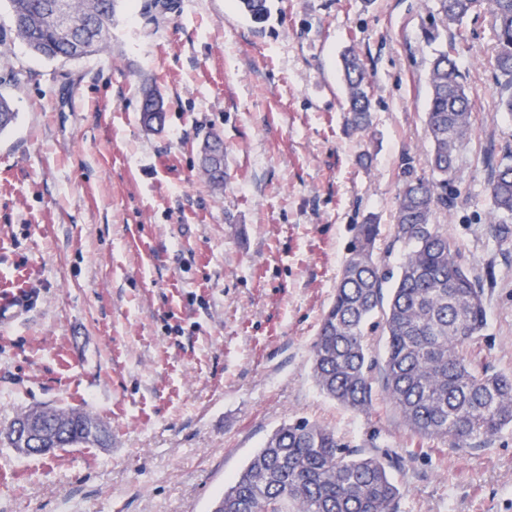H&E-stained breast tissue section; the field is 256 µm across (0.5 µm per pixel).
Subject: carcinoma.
<instances>
[{
  "instance_id": "carcinoma-1",
  "label": "carcinoma",
  "mask_w": 512,
  "mask_h": 512,
  "mask_svg": "<svg viewBox=\"0 0 512 512\" xmlns=\"http://www.w3.org/2000/svg\"><path fill=\"white\" fill-rule=\"evenodd\" d=\"M15 39L34 56L75 59L106 41L117 0H67L76 16L102 11L105 21L82 45L59 42L48 20L56 0H6ZM480 0H439L445 28L459 25ZM496 33L495 69L500 105L512 112V0H489ZM244 13L261 18L268 0H240ZM451 41L433 59L428 73L425 126L431 144L429 178L407 171L398 196L394 242L407 251L398 273L385 268L377 252V225L367 217L354 237L312 350V376L328 398L355 411L373 404V372L380 373L385 400L405 426L423 438L450 441L459 450L479 446L512 426V376L493 372L472 353L487 323L484 290L471 278L461 254L441 224L432 223L448 196L458 194L457 152L470 139L472 101ZM341 80L346 123L358 131L371 124L365 67L354 48L342 54ZM140 120L165 112L153 86L141 91ZM17 113L0 94V133ZM492 214L512 215V164L500 163L488 182ZM380 316V321L372 319ZM382 327L386 352L379 359L368 343L371 325ZM87 426L70 445H100L110 436L87 412L71 411ZM392 462L349 450L335 431L305 418L284 423L218 498L222 512H396L405 492L390 472Z\"/></svg>"
}]
</instances>
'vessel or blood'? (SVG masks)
<instances>
[{"label":"vessel or blood","instance_id":"obj_1","mask_svg":"<svg viewBox=\"0 0 512 512\" xmlns=\"http://www.w3.org/2000/svg\"><path fill=\"white\" fill-rule=\"evenodd\" d=\"M42 283L38 266L0 252V332L36 304Z\"/></svg>","mask_w":512,"mask_h":512}]
</instances>
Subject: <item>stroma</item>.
Segmentation results:
<instances>
[{"label": "stroma", "instance_id": "35a3bbf8", "mask_svg": "<svg viewBox=\"0 0 512 512\" xmlns=\"http://www.w3.org/2000/svg\"><path fill=\"white\" fill-rule=\"evenodd\" d=\"M121 0L103 49L42 60L0 0V246L41 266L35 309L0 333V430L40 406L90 412L105 448L25 456L0 438V512H211L267 436L298 418L365 455H391L399 512H512V427L458 453L411 433L382 397H326L311 346L353 227L393 242L407 170L429 172L430 62L448 39L438 0ZM457 63L475 105L461 193L436 212L484 290L476 359L512 375V219L489 222L487 159L512 153L487 10ZM356 46L372 125L348 128L340 58ZM166 102L140 121L141 88ZM224 139V183L199 147Z\"/></svg>", "mask_w": 512, "mask_h": 512}]
</instances>
